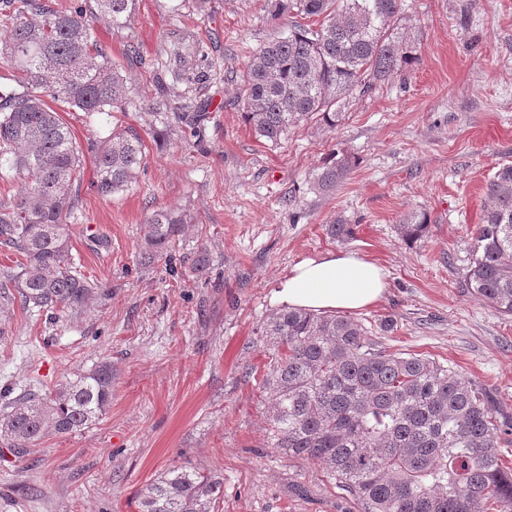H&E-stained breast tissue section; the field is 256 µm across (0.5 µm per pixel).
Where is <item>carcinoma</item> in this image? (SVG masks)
Listing matches in <instances>:
<instances>
[{
  "label": "carcinoma",
  "mask_w": 512,
  "mask_h": 512,
  "mask_svg": "<svg viewBox=\"0 0 512 512\" xmlns=\"http://www.w3.org/2000/svg\"><path fill=\"white\" fill-rule=\"evenodd\" d=\"M5 2L0 22L10 24V37L0 59L14 69L16 87L0 92V171L24 187L14 204L0 205V245L17 256L0 276V300L62 311L84 303L92 285L71 259L83 152L59 110L113 112L132 100L134 88L91 26L101 17L112 31L125 29L138 0H76L65 8L52 0ZM406 7L405 0H271L272 16L292 21L239 76V104L255 135L278 146L313 119L334 127L355 96L410 71L418 56L416 37L402 23ZM162 67L191 85L217 76L211 66L186 73L176 46ZM152 107L198 111L161 78ZM91 152L93 187L103 197L126 190L144 159L141 138L126 131ZM354 166L332 151L314 185L331 190ZM486 188L491 203L475 230L464 282L512 316V165L495 171ZM146 224L145 256L152 259L168 251L184 221L156 210ZM427 227L423 211L400 221L409 243ZM263 336L271 356L261 385L269 447L321 465L367 512H512V469L500 448L512 420L498 417L480 385L426 355L377 345L345 315L283 310ZM111 402L112 366L104 362L53 392L9 403L0 443L23 455L46 429L78 432ZM223 493L219 477L174 465L140 490L139 512H213Z\"/></svg>",
  "instance_id": "cac0c4a2"
}]
</instances>
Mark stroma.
<instances>
[{"label": "stroma", "mask_w": 512, "mask_h": 512, "mask_svg": "<svg viewBox=\"0 0 512 512\" xmlns=\"http://www.w3.org/2000/svg\"><path fill=\"white\" fill-rule=\"evenodd\" d=\"M407 2L421 31L413 69L352 99L335 127L309 123L280 146L259 140L236 103L250 56L288 28L266 0H212L205 17L177 0H139L122 32L95 21L139 95L122 112L62 119L82 147L132 128L143 166L134 185L103 198L84 155L71 254L94 291L56 319L0 308V390L44 393L108 362L112 403L88 428L47 435L25 456L0 447V512H138L142 487L175 464L223 478L216 512H365L320 466L267 445L271 293L293 264L329 251L388 272L383 299L353 314L369 338L448 365L512 417V317L464 286L486 181L512 164V0ZM176 27L188 33L189 62L223 74L202 88L176 84L210 104L194 130L151 112L153 72L124 62L130 40L160 60ZM334 150L358 164L335 189L317 190L314 170ZM158 209L186 226L147 264L146 219ZM413 209L430 224L408 244L398 224ZM339 217L353 229L344 241L327 232ZM202 249L208 264L193 270Z\"/></svg>", "instance_id": "obj_1"}]
</instances>
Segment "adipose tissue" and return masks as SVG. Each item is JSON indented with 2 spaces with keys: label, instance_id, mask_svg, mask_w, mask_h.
<instances>
[{
  "label": "adipose tissue",
  "instance_id": "adipose-tissue-1",
  "mask_svg": "<svg viewBox=\"0 0 512 512\" xmlns=\"http://www.w3.org/2000/svg\"><path fill=\"white\" fill-rule=\"evenodd\" d=\"M385 291L383 267L355 253L327 252L290 267L271 302L314 313L358 311L380 302Z\"/></svg>",
  "mask_w": 512,
  "mask_h": 512
}]
</instances>
